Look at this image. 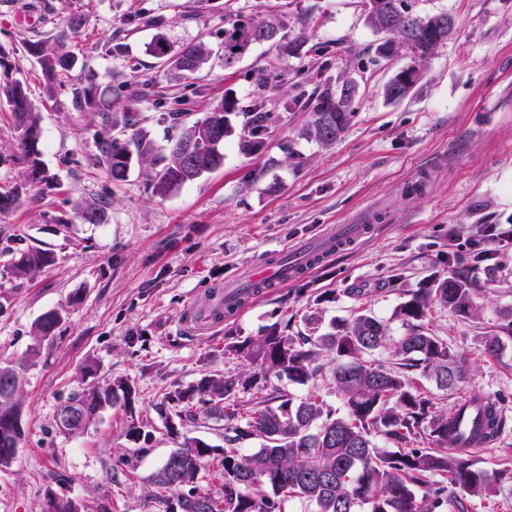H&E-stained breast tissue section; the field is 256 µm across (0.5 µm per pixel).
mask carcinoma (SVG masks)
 I'll use <instances>...</instances> for the list:
<instances>
[{"label": "carcinoma", "instance_id": "obj_1", "mask_svg": "<svg viewBox=\"0 0 512 512\" xmlns=\"http://www.w3.org/2000/svg\"><path fill=\"white\" fill-rule=\"evenodd\" d=\"M443 14L416 16L396 14L389 25L372 13L368 22L388 34L377 46V54L388 59H409L404 69L420 70L438 46ZM409 25L417 27L414 44L402 38ZM81 26V18L64 23L54 41L26 44L37 59L45 83L67 81L76 65L75 56L65 50V41ZM282 26L273 20L237 18L224 23V43L214 49L199 41L178 49L163 37L150 46V52L171 69L191 76L211 58L224 61L231 69L262 43L259 35L277 44L282 54H298L299 45L281 35ZM7 56L0 50V107L11 112L16 142L27 180L32 184L48 181L40 158V116L35 112L28 88L19 79L9 78ZM414 82H405L401 73L391 77L383 88L384 97L398 101L413 90ZM358 88L347 78L336 86L323 88L310 102L311 119L301 135L329 147L345 132ZM72 106L79 112H93L107 135L98 143L96 163L105 168L115 182L127 179L133 163L148 164L149 188L158 197L192 182L218 168L224 161V137L229 132L227 116L235 103L224 99L188 123L181 112H168L166 119L179 133L167 146L157 149L144 140L135 124H124L123 137L112 135V108L102 105L98 81L92 73L80 77L74 89ZM241 150L258 148L269 128L267 112L242 113ZM80 218L98 224L102 211L85 202L78 208ZM48 255L26 252L12 264L16 277L49 263ZM439 306L461 317L475 315L471 281L462 273L433 282L410 295L397 309V317L406 332L391 343L389 329L366 309L334 328L318 333V319H304L308 333L290 336L288 327L269 325L259 336L226 341L224 356L249 363L247 371L222 377L205 375L187 391H176L167 400L184 408L179 418L194 417V404L201 412L227 421L220 461L224 482L222 491L198 486L204 461L217 448L200 438H188L175 450L178 460L165 459L154 473L151 499L169 512L175 500L180 512H282L285 499L299 498L316 505V512H447L448 490L473 496H489L496 483L512 481L506 470L490 475L470 465L462 457L464 449L451 437L448 413L434 410V403L416 382L382 364L371 363L366 356L380 349H392L401 366L418 370L446 389L458 388L467 377L461 356L440 338L426 331L422 321ZM63 321L62 313L49 310L34 324L35 344L14 366H0V466L7 467L22 438L20 373L40 354L41 345L55 337ZM330 355L331 368L317 364L321 352ZM321 379L337 391L344 411L314 397L295 398L272 381L306 385ZM252 390L266 392L258 401L244 399ZM129 387L119 383L93 384L61 404L56 424L68 434H80L118 401L128 402ZM487 433L504 427L495 402L485 405ZM385 436L390 450L376 448L373 439ZM261 440L260 448L246 454L244 444ZM427 442L429 447L418 444Z\"/></svg>", "mask_w": 512, "mask_h": 512}]
</instances>
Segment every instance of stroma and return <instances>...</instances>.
Returning a JSON list of instances; mask_svg holds the SVG:
<instances>
[{
  "instance_id": "35a3bbf8",
  "label": "stroma",
  "mask_w": 512,
  "mask_h": 512,
  "mask_svg": "<svg viewBox=\"0 0 512 512\" xmlns=\"http://www.w3.org/2000/svg\"><path fill=\"white\" fill-rule=\"evenodd\" d=\"M413 14L442 12L452 36L424 65L412 93L387 102L383 87L403 58H380L383 39L367 23L366 0H0V48L10 75L27 83L40 115L42 159L51 184L31 186L19 161L10 112L0 109V191L17 205L0 213V365L33 345V326L50 309L64 319L54 340L21 374L24 435L0 468V512H46L49 497L80 500L86 512H145L152 476L184 438L224 445V423L179 420L168 393L205 374L244 370L224 356V339L255 337L271 324L303 331L369 309L391 336L408 293L464 268L476 291V316L433 308L431 332L464 356L456 390L419 378L437 409L452 411L467 394L490 395L506 412L496 443L468 457L487 471L512 470V336L499 357L482 352L499 313L512 308V251L492 265L473 262L469 239L484 224L512 225V0H407ZM84 26L66 42L78 64L97 74L116 122L137 119L155 145L173 136L166 113L196 118L235 100L224 163L170 193L153 196L148 169L134 166L113 182L94 159L98 125L72 107L75 81L46 90L30 41L55 39L72 14ZM277 17L298 56L257 45L233 69L212 59L184 78L148 51L155 38L179 46H218L226 15ZM356 78L354 115L332 147L301 137L309 102L325 86ZM271 113L262 145L240 149L242 115ZM422 183L421 193L410 187ZM94 201L98 224L76 215ZM383 221L295 284L258 294L233 319L203 333L186 322L194 301L325 224ZM30 249L51 265L17 278L12 263ZM334 294L319 302L322 293ZM121 381L133 391L83 433L68 435L56 410L90 383ZM149 431L130 441V426Z\"/></svg>"
}]
</instances>
